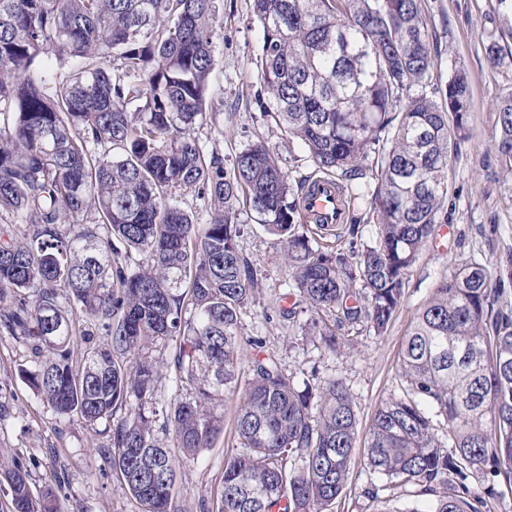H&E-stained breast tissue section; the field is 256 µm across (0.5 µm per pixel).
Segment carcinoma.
Segmentation results:
<instances>
[{
    "label": "carcinoma",
    "instance_id": "carcinoma-1",
    "mask_svg": "<svg viewBox=\"0 0 512 512\" xmlns=\"http://www.w3.org/2000/svg\"><path fill=\"white\" fill-rule=\"evenodd\" d=\"M266 111L346 200L370 195L376 238L323 246L301 221L309 180L291 182L262 141L230 168L197 130L216 66V0H0V327L29 342L22 373L60 419L112 422L110 464L141 512H174V462L224 430L243 346L255 354L215 512H331L357 438L342 378L299 386L260 336H240L257 273L239 249L236 206L278 237L294 302L280 316L332 352L389 326L417 256L442 223L448 167L470 130L465 73L430 86L420 0H252ZM495 154L512 181V86L497 100ZM374 155L369 169L360 162ZM206 199L207 224L177 199ZM486 265L466 258L436 283L403 344L404 395L377 409L368 463L406 512H496L512 489V306ZM89 342L73 360L75 336ZM175 342L190 393L162 406L143 353ZM447 430L448 446L438 439ZM13 512H54L9 473Z\"/></svg>",
    "mask_w": 512,
    "mask_h": 512
}]
</instances>
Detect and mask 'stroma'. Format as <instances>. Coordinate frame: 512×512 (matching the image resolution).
<instances>
[{"label":"stroma","instance_id":"stroma-1","mask_svg":"<svg viewBox=\"0 0 512 512\" xmlns=\"http://www.w3.org/2000/svg\"><path fill=\"white\" fill-rule=\"evenodd\" d=\"M421 4L430 44L438 50L432 81L446 82L456 69L465 72L474 116L471 134L459 142L448 168L450 195L444 221L421 249L385 333H362L338 355L319 341L303 338L297 326H289L279 315L280 308L289 304L286 293L292 281L282 244L257 224L252 211L238 210L243 226L239 248L258 274L254 302L241 316L242 334L264 338L267 349L296 380L315 371L323 377L340 376L355 397L358 434L350 476L333 512H381L387 494L382 490L383 477L367 465L369 428L376 409L402 394V342L435 284L447 276L455 260L468 257L484 263L492 277L512 275V265L506 261L512 252V182L504 181L494 150L497 98L502 89L512 86V64L492 66L484 49L494 39L512 52V23L506 22L499 0H421ZM217 7L213 102L220 113L219 126L199 130V137L207 149L227 161L253 142L265 140L291 179L318 178L306 152L259 102L263 84L254 58L261 31L251 18L250 0H217ZM149 353L160 370L158 401L185 395L172 363L175 344L155 342ZM31 360L22 340L0 335V512H12L5 473L17 466L28 473L34 494L54 491L57 512H140L108 462L112 453L108 429L90 428L75 418H56L22 376V368ZM239 402L236 394L225 398L224 430L212 447L193 457L172 449L177 471L172 491L175 512H205L220 499ZM372 488L378 489L377 498H368Z\"/></svg>","mask_w":512,"mask_h":512}]
</instances>
